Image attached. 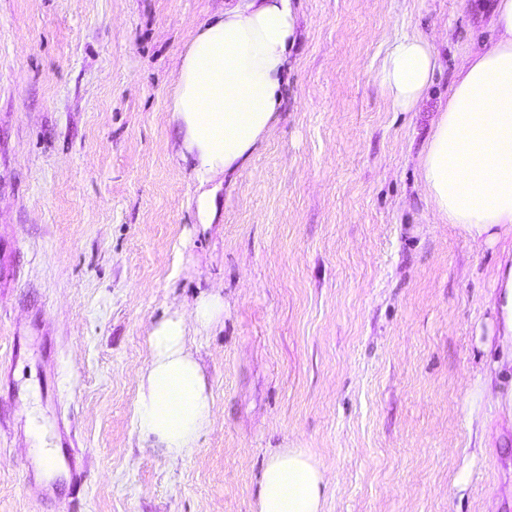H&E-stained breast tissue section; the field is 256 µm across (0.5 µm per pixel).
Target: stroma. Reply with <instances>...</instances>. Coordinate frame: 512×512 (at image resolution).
Listing matches in <instances>:
<instances>
[{
	"label": "stroma",
	"mask_w": 512,
	"mask_h": 512,
	"mask_svg": "<svg viewBox=\"0 0 512 512\" xmlns=\"http://www.w3.org/2000/svg\"><path fill=\"white\" fill-rule=\"evenodd\" d=\"M295 4L276 123L206 227L169 105L224 0H0V512H252L278 448L325 469L323 512H512V412L482 393L503 246L440 223L416 165L493 33L478 0ZM418 32L442 67L397 112L379 72ZM175 313L213 400L178 457L133 423ZM64 434L83 486L44 499L26 463Z\"/></svg>",
	"instance_id": "obj_1"
}]
</instances>
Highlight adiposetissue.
I'll use <instances>...</instances> for the list:
<instances>
[{
	"instance_id": "ef3b65f1",
	"label": "adipose tissue",
	"mask_w": 512,
	"mask_h": 512,
	"mask_svg": "<svg viewBox=\"0 0 512 512\" xmlns=\"http://www.w3.org/2000/svg\"><path fill=\"white\" fill-rule=\"evenodd\" d=\"M496 36L465 53L417 155L420 180L441 223L459 224L491 242L512 231V0H494ZM293 0H229L192 35L177 71L170 110L181 157L200 183L243 166L271 131L295 39ZM442 63L435 45L405 35L388 47L379 77L394 111L417 108ZM495 306L502 356L512 368V248L498 266ZM153 349L133 408L138 445L178 456L211 423L202 368L174 314L150 334ZM325 471L304 448L265 459L254 512H322Z\"/></svg>"
}]
</instances>
